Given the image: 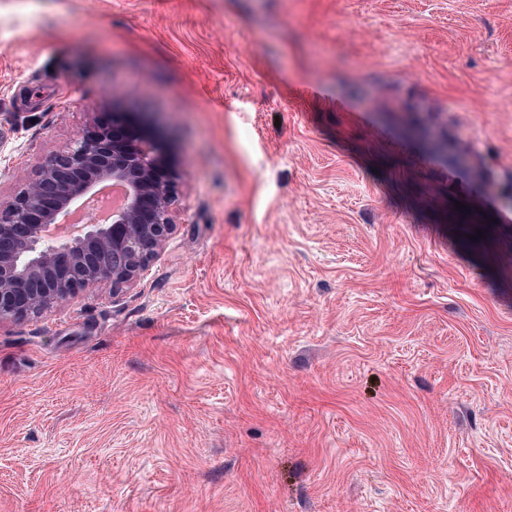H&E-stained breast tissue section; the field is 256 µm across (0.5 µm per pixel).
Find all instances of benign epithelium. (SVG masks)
I'll list each match as a JSON object with an SVG mask.
<instances>
[{"label":"benign epithelium","instance_id":"1","mask_svg":"<svg viewBox=\"0 0 512 512\" xmlns=\"http://www.w3.org/2000/svg\"><path fill=\"white\" fill-rule=\"evenodd\" d=\"M127 184V206L108 224L74 229L60 216L86 207L102 182ZM180 182L167 153L147 141L131 112H112L53 155L10 200H0V322L43 313L103 282L127 288L173 233ZM112 253V265L71 255L77 240Z\"/></svg>","mask_w":512,"mask_h":512}]
</instances>
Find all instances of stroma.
Wrapping results in <instances>:
<instances>
[{
  "label": "stroma",
  "instance_id": "obj_1",
  "mask_svg": "<svg viewBox=\"0 0 512 512\" xmlns=\"http://www.w3.org/2000/svg\"><path fill=\"white\" fill-rule=\"evenodd\" d=\"M104 108L174 231L0 322V512H512V0H0V199Z\"/></svg>",
  "mask_w": 512,
  "mask_h": 512
}]
</instances>
